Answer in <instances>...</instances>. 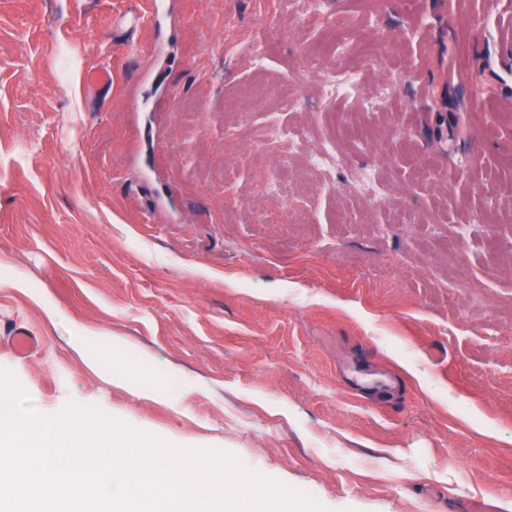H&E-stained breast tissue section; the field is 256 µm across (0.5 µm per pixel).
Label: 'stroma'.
I'll return each mask as SVG.
<instances>
[{
    "label": "stroma",
    "instance_id": "stroma-1",
    "mask_svg": "<svg viewBox=\"0 0 512 512\" xmlns=\"http://www.w3.org/2000/svg\"><path fill=\"white\" fill-rule=\"evenodd\" d=\"M329 54L356 101L297 78ZM509 101L512 0H320L307 25L282 0H0V336L40 343L0 369L41 414L98 406L327 512H512ZM273 122L307 129L288 160ZM83 331L163 393L89 369ZM111 83L112 69L110 67L95 68L86 74L87 88L96 96L106 95ZM107 341L106 336L95 334L80 336L73 344V349L82 361L92 369H101V365L95 356V347Z\"/></svg>",
    "mask_w": 512,
    "mask_h": 512
}]
</instances>
